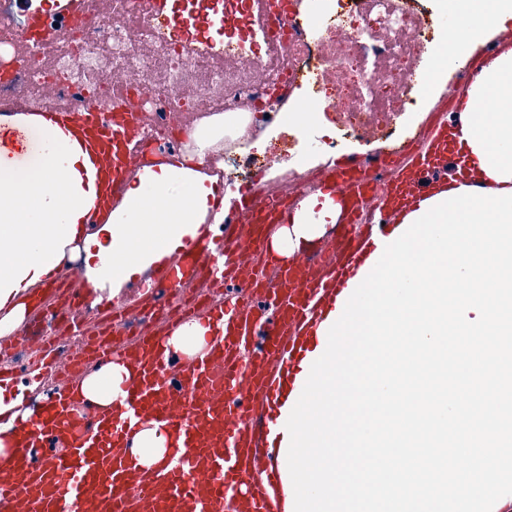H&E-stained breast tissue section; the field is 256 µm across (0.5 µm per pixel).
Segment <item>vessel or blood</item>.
Wrapping results in <instances>:
<instances>
[{
  "label": "vessel or blood",
  "mask_w": 512,
  "mask_h": 512,
  "mask_svg": "<svg viewBox=\"0 0 512 512\" xmlns=\"http://www.w3.org/2000/svg\"><path fill=\"white\" fill-rule=\"evenodd\" d=\"M84 0H66L57 14L33 13L25 30L31 47L63 36ZM512 30L475 52L460 77L473 81L504 46ZM473 112L467 90H456L447 115L432 120L401 150L375 149L371 164L344 158L323 169L312 191L334 199L340 228L330 241L280 258L269 249L278 228L293 223L309 190L265 204L256 188L225 203L216 187L212 214L222 217L223 264L210 249L207 224L194 239L154 265L153 289L135 309L111 306L103 315L119 337L89 338L68 361L43 346L30 365L57 380L53 395L28 416L11 421L6 466H0V512H294L287 465L286 422L301 395L326 330L339 318L354 287L377 263L387 241L398 239L407 215L446 192L489 195L491 185L466 175L448 159V128ZM143 111L127 90L102 109L76 101L35 112L0 108V162L24 151L15 132L31 124L59 129L86 162L91 192L87 224L106 223L132 175L164 165L166 153L141 137ZM44 280L47 295L25 293L31 313L47 303L76 312L91 298L84 271L67 248H54ZM273 267L265 276L264 267ZM233 287L224 303L182 302L184 286ZM198 324L204 343L190 357L170 351L169 336ZM124 367L122 393L98 402L77 388L89 364ZM163 436L161 462L149 465L136 446L139 434Z\"/></svg>",
  "instance_id": "1"
}]
</instances>
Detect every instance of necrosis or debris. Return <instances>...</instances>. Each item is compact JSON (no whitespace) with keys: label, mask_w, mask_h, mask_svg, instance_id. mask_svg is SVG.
<instances>
[{"label":"necrosis or debris","mask_w":512,"mask_h":512,"mask_svg":"<svg viewBox=\"0 0 512 512\" xmlns=\"http://www.w3.org/2000/svg\"><path fill=\"white\" fill-rule=\"evenodd\" d=\"M324 26L316 32L295 23L289 32L269 30L262 0H210L199 11L183 0L178 25L153 18L147 8L129 14L154 46L141 55L125 28L101 14L98 0H86L65 36L50 40L52 65L29 59L21 25L0 21V52L13 53V72L0 80V97L26 84L34 103L45 104L43 87L54 83L65 99L108 104L112 81L135 74L131 91L146 113L145 136L172 132L179 112L208 115L248 112L252 123L283 110L299 112L309 100L283 99L280 89H307L335 113V135H323L335 148L337 135H352L367 123L388 124L414 102L421 74L420 44L432 42L428 15L417 0H326ZM224 27L221 42L210 39L211 15ZM245 58L260 66L262 82H242L212 68L214 55Z\"/></svg>","instance_id":"obj_1"}]
</instances>
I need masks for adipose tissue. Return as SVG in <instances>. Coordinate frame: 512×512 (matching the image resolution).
Listing matches in <instances>:
<instances>
[{
	"label": "adipose tissue",
	"mask_w": 512,
	"mask_h": 512,
	"mask_svg": "<svg viewBox=\"0 0 512 512\" xmlns=\"http://www.w3.org/2000/svg\"><path fill=\"white\" fill-rule=\"evenodd\" d=\"M462 18L451 40L437 58L446 67L460 43L479 33L500 27L512 18V0H449ZM82 157L51 125L39 129L37 158L27 164H0V308L9 307L12 317L24 314L16 298L21 290L40 283L48 270L49 241L73 240L85 217L84 191L62 193L54 183L77 174ZM213 189L206 175L176 168L146 171L130 186L123 204L113 212L104 229L108 243L101 247L92 283L103 280L121 284L140 269L164 255L183 248L196 235L198 222L209 214ZM331 204L310 198L294 224L273 238L274 250L289 256L302 244L322 236Z\"/></svg>",
	"instance_id": "1"
}]
</instances>
